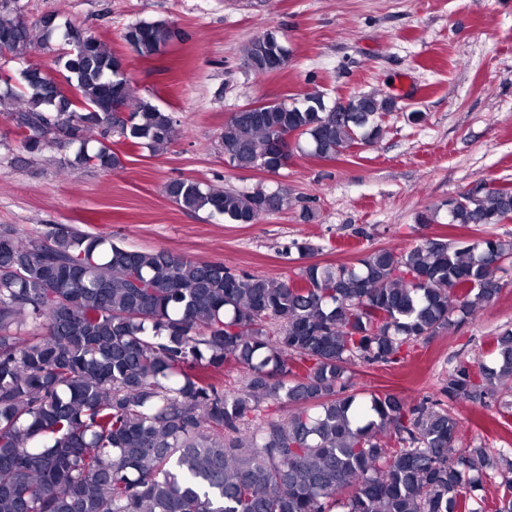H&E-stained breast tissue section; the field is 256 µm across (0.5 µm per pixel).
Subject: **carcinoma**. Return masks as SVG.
I'll return each mask as SVG.
<instances>
[{
	"label": "carcinoma",
	"mask_w": 512,
	"mask_h": 512,
	"mask_svg": "<svg viewBox=\"0 0 512 512\" xmlns=\"http://www.w3.org/2000/svg\"><path fill=\"white\" fill-rule=\"evenodd\" d=\"M23 64L0 89V115L21 147L76 148L72 165L112 170L113 143L156 153L173 113L133 97L124 60L47 14L31 26L0 0V39ZM167 23L139 21L124 40L149 57ZM62 49L54 73L28 60ZM0 54V59L5 57ZM252 71L288 63L277 31L245 49ZM126 115L112 112V106ZM396 98L331 105L313 92L234 112L219 146L236 170L275 173L287 155L334 159L372 143ZM178 206L226 224H257L290 206L288 189L165 185ZM450 224H499L512 187L478 181L445 203ZM512 238L462 247L427 239L353 264L310 262L270 279L159 248L137 251L71 225L23 234L0 224V512H512V460L482 444L455 447L447 401L503 394L512 408V331L491 343L492 367L448 370L418 405L349 390L356 363L395 365L411 344L473 314L501 290ZM237 371L244 386L226 387Z\"/></svg>",
	"instance_id": "1"
}]
</instances>
